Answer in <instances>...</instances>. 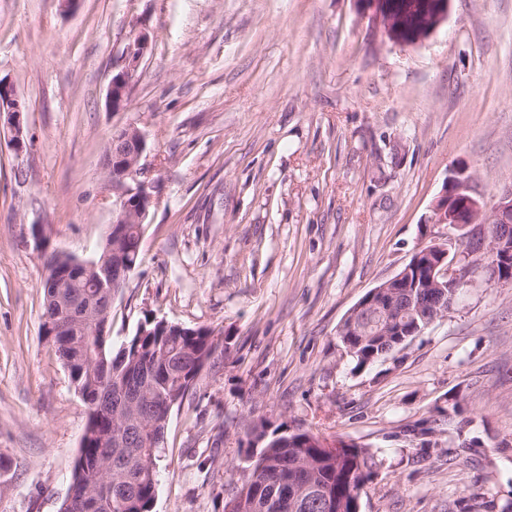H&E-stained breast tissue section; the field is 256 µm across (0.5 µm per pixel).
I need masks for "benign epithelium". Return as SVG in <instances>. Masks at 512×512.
<instances>
[{
	"instance_id": "benign-epithelium-1",
	"label": "benign epithelium",
	"mask_w": 512,
	"mask_h": 512,
	"mask_svg": "<svg viewBox=\"0 0 512 512\" xmlns=\"http://www.w3.org/2000/svg\"><path fill=\"white\" fill-rule=\"evenodd\" d=\"M363 14L391 41L399 44H417L425 41L448 19L450 0H359ZM149 49L144 36L136 37L124 53V65L110 81L108 105L114 112L126 108L128 91L135 81L141 60ZM25 105L16 97L11 84L0 79V114H7V123L14 132L12 147L16 153L24 150L22 137ZM129 140L135 149L128 155L117 149L107 167L112 176V187L117 190L112 202L113 249L105 251L100 260L85 266L88 285L100 291L112 287L113 271L117 270L116 260L121 257V244L127 232L126 225L142 224L154 201V179L149 168L140 164L146 150V141L135 127L128 126L115 130L112 141L121 143ZM471 177L466 170L459 169L447 181L443 194L434 205L427 219L429 224H446L453 233L448 235V244H432L418 248L412 255L413 261L385 283L374 287L363 303L357 304L349 313L353 318L368 307L377 295H383L388 288L400 287L411 269L430 251L439 252V259L426 271L425 283L430 288H463L468 283L469 267L466 264L467 244L472 231L485 224H498V233L488 245V254L494 271L493 279L512 282V275L499 277L498 260L512 255V192L501 195L491 206L486 207L472 195ZM47 287L57 290L58 298L66 301L63 288L67 287L66 273L50 268L45 276Z\"/></svg>"
}]
</instances>
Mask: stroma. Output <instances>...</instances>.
Returning a JSON list of instances; mask_svg holds the SVG:
<instances>
[{
    "mask_svg": "<svg viewBox=\"0 0 512 512\" xmlns=\"http://www.w3.org/2000/svg\"><path fill=\"white\" fill-rule=\"evenodd\" d=\"M150 49L126 109L109 82ZM0 512H57L88 409L41 331L43 258L109 232L114 129L142 130L156 200L110 336L145 318L215 330L223 352L173 409L153 512H224L264 421L356 445L360 512H512V283L483 251L447 315L356 367L339 327L419 247L456 169L512 190V0H451L401 46L358 0H0ZM149 49V43L144 36L136 37L127 47L124 53V65L110 81L108 91V105L114 112L126 108L128 104V91L135 81L141 60ZM7 114V123L14 132L12 147L16 153H22L25 142L22 137L23 114L25 105L16 97L13 86L0 79V121L1 114Z\"/></svg>",
    "mask_w": 512,
    "mask_h": 512,
    "instance_id": "obj_1",
    "label": "stroma"
}]
</instances>
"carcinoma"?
Wrapping results in <instances>:
<instances>
[{"instance_id": "obj_1", "label": "carcinoma", "mask_w": 512, "mask_h": 512, "mask_svg": "<svg viewBox=\"0 0 512 512\" xmlns=\"http://www.w3.org/2000/svg\"><path fill=\"white\" fill-rule=\"evenodd\" d=\"M137 225L123 245V265H137L140 256ZM72 256L51 252L44 263L65 268L69 280L66 294L76 307L96 316L105 306L82 288L84 270L70 263ZM42 316L71 319L70 335L54 337L51 343L63 362L75 390L88 408V423L81 456L75 461L71 481L88 497V506L78 512H152L158 485L159 438L168 421L162 404L178 407L195 382L197 367L208 355L212 329L186 328L181 336H166L159 322L147 324L145 335L135 333L127 347L113 351L110 336L86 334L83 321L73 318L74 309L53 301L54 289L43 288ZM424 309L441 310L447 297L435 288H390L382 305L369 307L357 316L355 335L340 341L361 368L387 356L395 342L383 338L359 343L371 336L408 299ZM119 419L128 434V444L112 445V425ZM254 439L263 440L258 452L248 453L242 484L225 503L224 512H321L307 507L313 494L329 504L328 512H359L353 491L362 490L373 474V456L356 446L336 455L309 445V433H280L265 424L253 428ZM269 475L277 480L261 485Z\"/></svg>"}]
</instances>
